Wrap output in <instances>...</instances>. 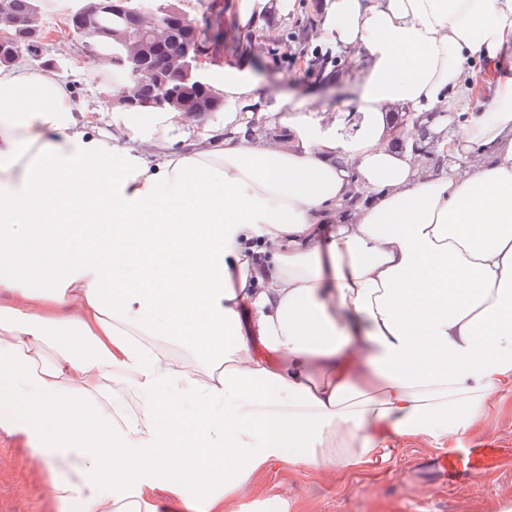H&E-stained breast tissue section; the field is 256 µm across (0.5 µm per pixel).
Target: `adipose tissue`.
Segmentation results:
<instances>
[{"label":"adipose tissue","instance_id":"1","mask_svg":"<svg viewBox=\"0 0 512 512\" xmlns=\"http://www.w3.org/2000/svg\"><path fill=\"white\" fill-rule=\"evenodd\" d=\"M316 33L365 64L355 133L243 64L206 62L201 134L0 67V429L65 512H237L271 463L349 469L512 394V0H326ZM471 98L472 163L389 149V106Z\"/></svg>","mask_w":512,"mask_h":512}]
</instances>
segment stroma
<instances>
[{
  "label": "stroma",
  "instance_id": "1",
  "mask_svg": "<svg viewBox=\"0 0 512 512\" xmlns=\"http://www.w3.org/2000/svg\"><path fill=\"white\" fill-rule=\"evenodd\" d=\"M324 0H267L259 22L241 24L238 0H182V7L197 25L204 40L214 34L212 23L223 15L233 38L227 41L220 61L248 64L265 91L307 104L336 117L349 113L356 100L365 71L364 63L347 67L328 66L338 81L327 83L311 72L309 51L317 44L314 29ZM62 25L57 13L46 14L47 32L38 56L23 57L22 65L41 66L56 58L59 72L73 85L79 105L107 111L96 76L88 70L89 59L80 36H70L68 50L59 35ZM299 36L307 54L289 59L288 44L278 41L279 32ZM466 437L479 444L496 441L512 451V394L494 405ZM440 446L430 441L396 439L386 455L348 470H308L277 463L256 476L242 490L240 512H264L265 501L281 495L285 512H512V466L500 468L470 485L441 487L434 474L418 470V458L435 455ZM0 512H61L47 491V478L36 472L23 443L0 432Z\"/></svg>",
  "mask_w": 512,
  "mask_h": 512
}]
</instances>
